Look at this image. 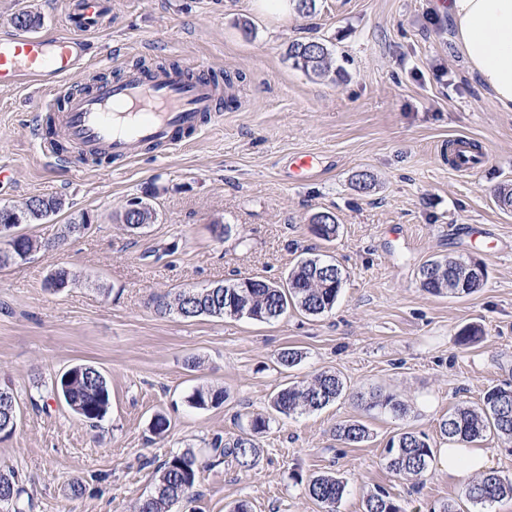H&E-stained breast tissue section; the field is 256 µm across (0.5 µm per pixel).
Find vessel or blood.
<instances>
[{
    "mask_svg": "<svg viewBox=\"0 0 512 512\" xmlns=\"http://www.w3.org/2000/svg\"><path fill=\"white\" fill-rule=\"evenodd\" d=\"M65 21L52 35L12 29L0 33V88L50 92L45 103L51 132L39 148L51 155L58 142L80 157L134 158L148 146L175 145L198 132L217 112L223 87L185 68L131 69L117 80L72 91L67 77L80 68L90 33L102 25L104 0H65Z\"/></svg>",
    "mask_w": 512,
    "mask_h": 512,
    "instance_id": "obj_1",
    "label": "vessel or blood"
}]
</instances>
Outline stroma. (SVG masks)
I'll return each mask as SVG.
<instances>
[{
    "mask_svg": "<svg viewBox=\"0 0 512 512\" xmlns=\"http://www.w3.org/2000/svg\"><path fill=\"white\" fill-rule=\"evenodd\" d=\"M24 10L46 32L64 21L62 0H0V23ZM308 39L328 47L327 77L288 59V46ZM173 64L224 77L229 107L185 146L146 149L122 165L76 154L48 161L33 140L44 93L0 89V206L60 198L59 213L23 227L41 238L81 214L92 220L83 236L0 270V386L19 405L16 429L0 433V467L19 472L32 512H135L158 466L185 449L205 465L172 512H230L241 500L253 512H322L303 480L326 472L348 482L338 512H363L378 486L405 512L443 502L474 512L465 479L437 473L416 485L385 461L391 436L422 432L440 445L443 417L512 383V208L495 199L512 186V112L498 111L470 73L443 0H317L311 16L255 0H109L86 68L66 84L77 91L99 76ZM457 135L482 146L467 174L448 163ZM300 152L319 164L297 182L289 167ZM359 173L371 182L363 193L353 186ZM136 196L156 210L139 234L120 219ZM321 211L336 217L333 241L310 231ZM217 224L228 233L216 235ZM310 254L344 272L323 315L292 308L271 323L187 320L154 308L183 288L283 281ZM448 255L480 259L483 288L462 298L421 288L420 267ZM58 267L76 283L54 293L45 281ZM470 326L480 340L461 343ZM287 347L302 354L290 369L278 363ZM77 364L96 366L110 385L111 407L94 428L48 394ZM323 371L337 373L347 394L311 413H273V393ZM201 386L224 390L223 404L192 407ZM358 392L394 394L407 412L365 411ZM159 414L170 422L162 438L150 431ZM258 415L270 423L257 466L212 462V441ZM350 420L369 428L367 441L338 440L337 425Z\"/></svg>",
    "mask_w": 512,
    "mask_h": 512,
    "instance_id": "stroma-1",
    "label": "stroma"
}]
</instances>
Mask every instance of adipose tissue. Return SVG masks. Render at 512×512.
I'll return each instance as SVG.
<instances>
[{
	"instance_id": "adipose-tissue-1",
	"label": "adipose tissue",
	"mask_w": 512,
	"mask_h": 512,
	"mask_svg": "<svg viewBox=\"0 0 512 512\" xmlns=\"http://www.w3.org/2000/svg\"><path fill=\"white\" fill-rule=\"evenodd\" d=\"M456 44L469 70L487 87L497 108L512 112V0H448ZM449 477L485 472L486 454L457 443L438 451Z\"/></svg>"
}]
</instances>
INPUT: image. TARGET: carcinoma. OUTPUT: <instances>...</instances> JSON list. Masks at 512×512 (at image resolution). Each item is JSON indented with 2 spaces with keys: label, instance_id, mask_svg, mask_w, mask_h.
<instances>
[{
  "label": "carcinoma",
  "instance_id": "carcinoma-1",
  "mask_svg": "<svg viewBox=\"0 0 512 512\" xmlns=\"http://www.w3.org/2000/svg\"><path fill=\"white\" fill-rule=\"evenodd\" d=\"M288 58L305 73L315 77L326 75L330 67L327 46L317 40L298 41L288 48ZM62 203L54 196H33L21 208L26 210L24 223L39 224L60 211ZM316 228L312 233L323 240H332L339 225L330 212H318L312 218ZM21 248L11 252L0 250V269L24 261L26 251L50 250L55 242L38 239L29 234L19 235ZM327 261L318 255L301 258L288 274L285 283L278 285L251 278L249 288H184L173 295H164L155 303L156 311L166 315L176 313L185 319L199 316L247 318L259 322H273L287 311L298 308L312 316L330 311L335 305L343 283L342 270L337 265L325 267ZM466 273L464 261L446 256L424 264L420 270V286L426 291L452 297L470 295L483 287L473 281L461 287ZM346 391L344 382L334 373L324 371L311 380L288 385L272 398L273 410L283 416L301 415L321 410L336 401ZM50 396L64 402L83 422L90 426L100 421L110 407V391L104 374L97 368L75 365L59 377L51 387ZM199 409L217 407L224 402V391L199 387L189 398ZM379 407L395 415L405 413L406 405L392 395L372 394L365 408ZM18 422V402L14 392L0 388V432L13 431ZM269 427V419L257 416L251 420L249 431L224 443H215V451L230 458L245 471L254 469L260 457L258 435ZM494 433L504 445L512 447V384L506 383L489 389L478 408L458 407L439 423L440 436L446 440L472 443ZM336 436L346 444L357 445L366 441L368 427L358 420L347 421L336 427ZM434 448L429 438L420 432L405 431L390 439L386 447L387 468L400 478L423 481L432 476L431 463ZM202 463L191 449L169 455L158 467V480L153 493L139 501L135 512H170L171 507L190 496ZM296 481L305 482L309 497L318 502L324 512H337L347 481L334 474H321ZM22 479L10 469H0V505L20 507ZM464 496L474 506H485L503 498H512V480L496 471L483 474L466 485ZM364 512H404L382 489L368 492L364 498Z\"/></svg>",
  "mask_w": 512,
  "mask_h": 512
}]
</instances>
